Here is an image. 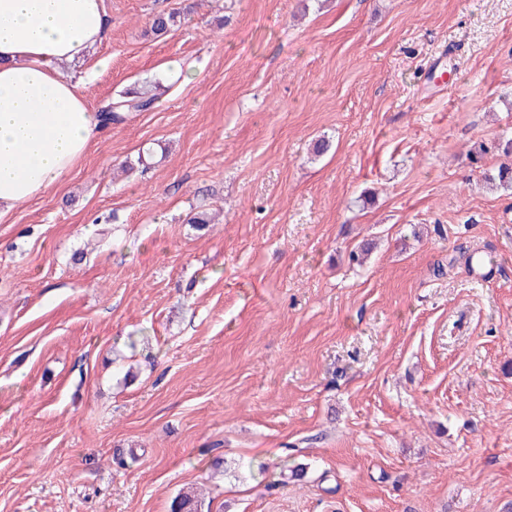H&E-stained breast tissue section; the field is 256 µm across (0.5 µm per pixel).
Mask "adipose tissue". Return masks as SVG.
<instances>
[{
  "label": "adipose tissue",
  "mask_w": 512,
  "mask_h": 512,
  "mask_svg": "<svg viewBox=\"0 0 512 512\" xmlns=\"http://www.w3.org/2000/svg\"><path fill=\"white\" fill-rule=\"evenodd\" d=\"M108 30L103 0H0V219L68 174L112 118L94 112L61 63Z\"/></svg>",
  "instance_id": "1"
}]
</instances>
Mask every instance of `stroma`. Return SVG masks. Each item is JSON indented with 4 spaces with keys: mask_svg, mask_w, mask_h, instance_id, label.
Segmentation results:
<instances>
[{
    "mask_svg": "<svg viewBox=\"0 0 512 512\" xmlns=\"http://www.w3.org/2000/svg\"><path fill=\"white\" fill-rule=\"evenodd\" d=\"M104 6L162 87L0 222V512H506L512 0Z\"/></svg>",
    "mask_w": 512,
    "mask_h": 512,
    "instance_id": "obj_1",
    "label": "stroma"
}]
</instances>
